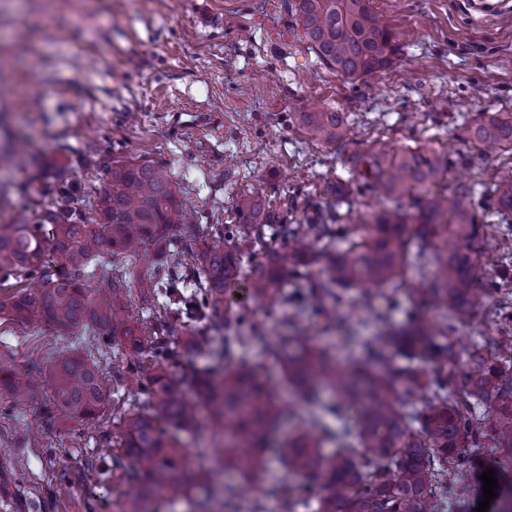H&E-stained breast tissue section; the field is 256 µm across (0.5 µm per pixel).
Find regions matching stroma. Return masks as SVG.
Instances as JSON below:
<instances>
[{"label":"stroma","mask_w":512,"mask_h":512,"mask_svg":"<svg viewBox=\"0 0 512 512\" xmlns=\"http://www.w3.org/2000/svg\"><path fill=\"white\" fill-rule=\"evenodd\" d=\"M471 0H372L397 37L388 70L352 79L304 44L297 0H0V184L29 189L17 210L55 202L59 180L94 197L115 159L167 167L194 221L236 224L256 192L273 221L323 205L326 181L351 179L348 153L312 141L296 115L347 113L364 146L453 149L462 174L489 180L497 147L465 138L482 111L512 108V0L475 18ZM65 331L0 321V362L22 368ZM46 394L0 393V488L13 512H116L109 476L59 495L85 456L107 459L111 412L47 425ZM488 446L440 512H476Z\"/></svg>","instance_id":"obj_1"}]
</instances>
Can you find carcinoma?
Returning a JSON list of instances; mask_svg holds the SVG:
<instances>
[{"instance_id": "carcinoma-1", "label": "carcinoma", "mask_w": 512, "mask_h": 512, "mask_svg": "<svg viewBox=\"0 0 512 512\" xmlns=\"http://www.w3.org/2000/svg\"><path fill=\"white\" fill-rule=\"evenodd\" d=\"M298 13L309 50L336 73L360 78L393 64L398 46L371 0H298ZM297 116L312 140L349 145L345 113ZM466 132L471 143L507 155L488 183L455 179L449 155L425 145L352 149L355 184L376 201L354 235L340 224L339 210L352 204L345 183L331 186L333 201L306 224H264L256 196L243 194L237 209L245 223L202 228L212 241L198 253V235L174 238L185 223L180 188L155 163L114 160L88 205L63 187L31 217L9 212L0 186V289H12L0 297V318L52 325L85 342V354L61 349L23 373L1 363L0 391L20 405L46 385V416L83 423L127 389L110 439L117 512H157L152 501L168 493L187 512H216L218 496L221 512H298L313 500L316 512H438L487 439L512 449V261L494 274L480 262L486 214L512 241V111L480 112ZM477 197L486 210L472 205ZM405 198L417 214L403 209ZM276 238L288 249L276 248ZM414 242L434 247L427 288L408 276L423 256L412 252ZM241 279L275 322L308 305L327 329L345 320L336 314L342 292L359 289L378 328L344 336L342 360L307 334L267 344L284 373L273 385L250 356L267 327L244 311H224V294ZM494 292L502 328L458 347V324ZM135 293L157 304L146 335L119 316ZM402 298L444 317L414 316L408 330L392 331L375 302L391 308ZM213 329L224 336L214 339ZM116 346L129 358L111 371L103 360ZM192 353L221 371L196 365ZM208 407L230 434L214 461L183 438ZM272 447L273 465L265 458ZM240 482L255 496H244Z\"/></svg>"}]
</instances>
